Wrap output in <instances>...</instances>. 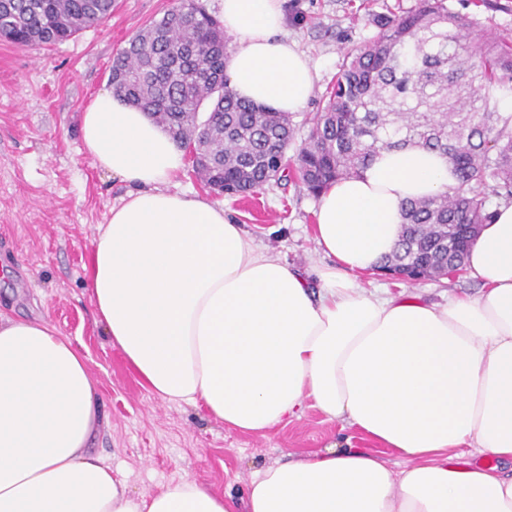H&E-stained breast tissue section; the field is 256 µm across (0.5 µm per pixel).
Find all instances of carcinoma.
<instances>
[{"label": "carcinoma", "mask_w": 512, "mask_h": 512, "mask_svg": "<svg viewBox=\"0 0 512 512\" xmlns=\"http://www.w3.org/2000/svg\"><path fill=\"white\" fill-rule=\"evenodd\" d=\"M113 0H0V38L20 48L69 40L112 13ZM377 36L350 49L293 169L292 114L241 100L224 79V28L195 0L138 31L112 63L110 84L154 118L220 194L250 195L272 180H298L314 196L359 174L383 149L420 146L448 158L452 193L412 200L404 230L381 270L419 281L460 270L489 200L512 203V45L446 0H419L376 19ZM210 103L207 122L197 114Z\"/></svg>", "instance_id": "carcinoma-1"}]
</instances>
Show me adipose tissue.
<instances>
[{
	"mask_svg": "<svg viewBox=\"0 0 512 512\" xmlns=\"http://www.w3.org/2000/svg\"><path fill=\"white\" fill-rule=\"evenodd\" d=\"M285 0H222L232 93L296 113L317 73ZM96 167L129 186L84 266L98 320L156 397L262 433L312 402L372 440L253 474L233 497L186 477L134 493L90 451L105 423L86 357L50 321L0 309V512H512V204L467 267L484 290L430 305L368 293L406 201L446 194V157L383 150L318 198L319 290L209 198L170 190L184 152L110 90L81 114ZM485 457L461 464L463 453ZM401 464L393 466L390 456Z\"/></svg>",
	"mask_w": 512,
	"mask_h": 512,
	"instance_id": "adipose-tissue-1",
	"label": "adipose tissue"
}]
</instances>
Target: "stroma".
I'll list each match as a JSON object with an SVG mask.
<instances>
[{"instance_id":"35a3bbf8","label":"stroma","mask_w":512,"mask_h":512,"mask_svg":"<svg viewBox=\"0 0 512 512\" xmlns=\"http://www.w3.org/2000/svg\"><path fill=\"white\" fill-rule=\"evenodd\" d=\"M500 40H512V0H447ZM174 0H114L111 15L54 46L0 42V303L14 315L44 318L69 336L98 383L107 425L93 447L135 493H156L184 477L241 496L253 473L285 457L345 445L355 431L305 405L301 418L261 434L241 433L200 409L152 395L132 375L98 321L85 286L87 262L101 224L128 186L96 168L80 135L85 106L109 86L116 54ZM418 0H286V33L316 66L314 97L294 116L296 141L306 113L317 112L346 51L377 33L374 17L414 10ZM226 215L256 245L305 274L328 263L314 235L318 199L297 180L269 183L251 197L220 196ZM367 290L418 296L478 297L482 283L466 268L402 282L361 275Z\"/></svg>"}]
</instances>
